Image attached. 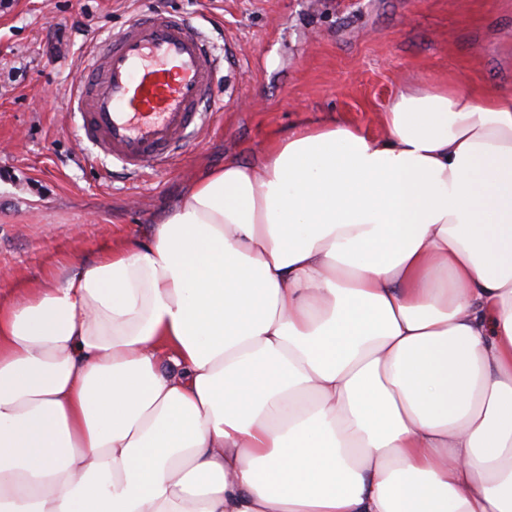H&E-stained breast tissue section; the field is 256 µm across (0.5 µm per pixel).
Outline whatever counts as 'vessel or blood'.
Instances as JSON below:
<instances>
[{"instance_id": "1", "label": "vessel or blood", "mask_w": 512, "mask_h": 512, "mask_svg": "<svg viewBox=\"0 0 512 512\" xmlns=\"http://www.w3.org/2000/svg\"><path fill=\"white\" fill-rule=\"evenodd\" d=\"M216 57L193 22L144 10L96 47L67 102L95 159L168 165L214 111Z\"/></svg>"}]
</instances>
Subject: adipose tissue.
<instances>
[{"label": "adipose tissue", "instance_id": "ef3b65f1", "mask_svg": "<svg viewBox=\"0 0 512 512\" xmlns=\"http://www.w3.org/2000/svg\"><path fill=\"white\" fill-rule=\"evenodd\" d=\"M0 296V512H512V94L400 91Z\"/></svg>", "mask_w": 512, "mask_h": 512}]
</instances>
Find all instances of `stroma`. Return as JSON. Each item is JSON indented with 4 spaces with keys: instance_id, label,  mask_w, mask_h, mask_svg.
I'll use <instances>...</instances> for the list:
<instances>
[{
    "instance_id": "35a3bbf8",
    "label": "stroma",
    "mask_w": 512,
    "mask_h": 512,
    "mask_svg": "<svg viewBox=\"0 0 512 512\" xmlns=\"http://www.w3.org/2000/svg\"><path fill=\"white\" fill-rule=\"evenodd\" d=\"M149 8L192 17L221 104L170 168L135 180L89 162L66 96L90 44ZM438 80L512 93V0H15L0 12V294L148 239L207 170L297 124L376 133L400 89Z\"/></svg>"
}]
</instances>
